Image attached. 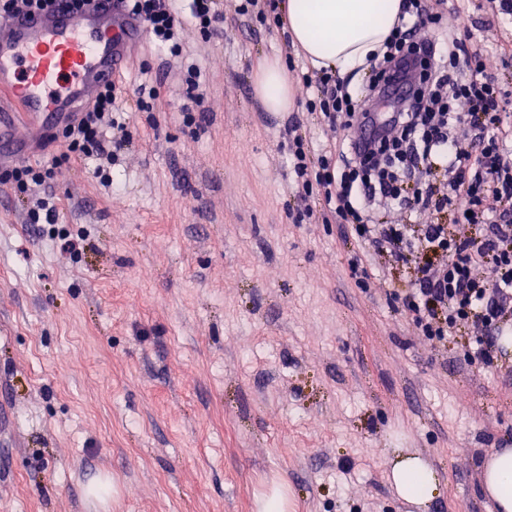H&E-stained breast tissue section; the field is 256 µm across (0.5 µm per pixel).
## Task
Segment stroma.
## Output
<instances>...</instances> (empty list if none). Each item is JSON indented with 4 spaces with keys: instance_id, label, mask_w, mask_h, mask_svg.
I'll return each instance as SVG.
<instances>
[{
    "instance_id": "35a3bbf8",
    "label": "stroma",
    "mask_w": 512,
    "mask_h": 512,
    "mask_svg": "<svg viewBox=\"0 0 512 512\" xmlns=\"http://www.w3.org/2000/svg\"><path fill=\"white\" fill-rule=\"evenodd\" d=\"M237 6L209 35L186 28L180 56L132 47L114 75L129 142L110 184L63 170L53 236L0 186V512H257L275 484L288 512H412L385 481L395 448L440 470L427 512H495L480 463L512 442V348L487 364L422 336L390 298L412 269L299 220L288 130L329 144L306 109L315 69ZM421 6L439 37L470 31L512 97V55L494 50L512 20L479 0ZM268 59L289 111L255 95ZM144 88L154 111L136 107ZM198 78L199 76L197 75L196 70H188V77L186 80L188 90L187 102L183 104L181 112L184 122L191 125L205 119V114L201 110L204 98L203 94L198 92L200 86L199 81L197 80Z\"/></svg>"
}]
</instances>
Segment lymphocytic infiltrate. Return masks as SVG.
I'll return each mask as SVG.
<instances>
[{
    "label": "lymphocytic infiltrate",
    "instance_id": "f902f5d3",
    "mask_svg": "<svg viewBox=\"0 0 512 512\" xmlns=\"http://www.w3.org/2000/svg\"><path fill=\"white\" fill-rule=\"evenodd\" d=\"M141 19L155 43L178 52L180 31L192 26L210 33L224 16V0H123ZM428 24L419 0H404L382 57L370 63L363 95L332 72L316 77L318 112L332 148L312 152L302 134L289 138L297 177L296 195L306 217L343 224L362 249L413 266V288L402 294V310L430 340L446 344L466 333L474 353L491 361L502 350L501 335L512 324V124L504 94L482 55L470 51V32L439 43L423 36ZM467 77H459V68ZM397 82L409 84L385 128L374 108L381 93ZM113 85L65 125L43 136L49 150H64L47 162L18 161L0 166V184L34 196L31 224H54L59 200L49 188L69 160L94 161L104 176L112 161L109 131L115 125ZM371 128L355 144L352 129ZM429 211L452 214L466 233L452 235L445 224H391L387 213Z\"/></svg>",
    "mask_w": 512,
    "mask_h": 512
}]
</instances>
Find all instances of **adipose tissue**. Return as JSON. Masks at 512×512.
Returning a JSON list of instances; mask_svg holds the SVG:
<instances>
[{
    "label": "adipose tissue",
    "instance_id": "ef3b65f1",
    "mask_svg": "<svg viewBox=\"0 0 512 512\" xmlns=\"http://www.w3.org/2000/svg\"><path fill=\"white\" fill-rule=\"evenodd\" d=\"M403 0H283L288 32L311 63L345 76L367 68L380 55L396 24ZM256 94L269 112H286L294 93L276 60L265 61L256 73ZM481 484L497 512H512V448L483 458ZM386 480L396 496L424 512L434 500L442 478L422 455L404 448L386 459Z\"/></svg>",
    "mask_w": 512,
    "mask_h": 512
}]
</instances>
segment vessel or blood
<instances>
[{
	"label": "vessel or blood",
	"instance_id": "b4317fda",
	"mask_svg": "<svg viewBox=\"0 0 512 512\" xmlns=\"http://www.w3.org/2000/svg\"><path fill=\"white\" fill-rule=\"evenodd\" d=\"M144 32V23L129 16L120 0L22 14L0 26V94L26 116L21 122L0 114V151L24 153L33 132L59 126L91 101Z\"/></svg>",
	"mask_w": 512,
	"mask_h": 512
}]
</instances>
